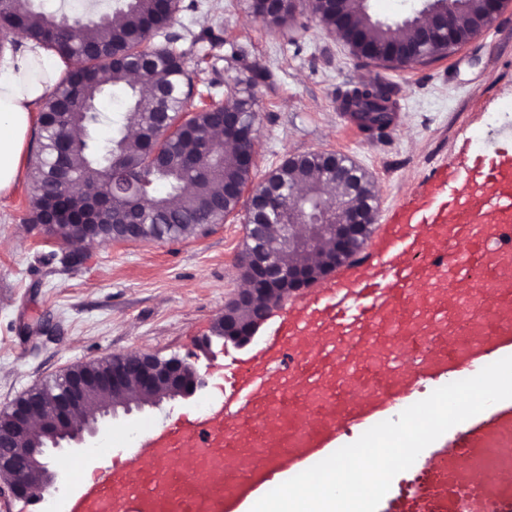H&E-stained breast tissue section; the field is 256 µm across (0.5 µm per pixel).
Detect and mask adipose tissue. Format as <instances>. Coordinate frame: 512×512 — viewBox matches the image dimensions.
<instances>
[{"mask_svg": "<svg viewBox=\"0 0 512 512\" xmlns=\"http://www.w3.org/2000/svg\"><path fill=\"white\" fill-rule=\"evenodd\" d=\"M58 73V62L30 41L0 62V193L10 190L17 180L32 112Z\"/></svg>", "mask_w": 512, "mask_h": 512, "instance_id": "1", "label": "adipose tissue"}]
</instances>
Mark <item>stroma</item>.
I'll return each instance as SVG.
<instances>
[{"instance_id": "obj_1", "label": "stroma", "mask_w": 512, "mask_h": 512, "mask_svg": "<svg viewBox=\"0 0 512 512\" xmlns=\"http://www.w3.org/2000/svg\"><path fill=\"white\" fill-rule=\"evenodd\" d=\"M251 0H179L171 30L197 88L224 84L244 67L264 71L255 89L259 184L285 158L333 151L371 177L376 193L374 231L356 260L331 282L352 280L371 266L391 234L401 205L429 196L436 174L475 162L491 124H512V0L493 26L426 65L391 69L357 58L324 29L306 0H294L286 28L271 31L250 15ZM395 86L397 120L390 136L351 132L340 95L365 82ZM33 188L28 166L0 194V412L30 388L76 363L113 355L179 356L206 376L189 399L118 414L104 433L112 446L58 452L63 479L51 501L29 504L0 495V512H49L111 464L133 460L137 436L155 420L195 416L221 404L224 375L258 352L286 315L278 309L244 346L201 341L212 335L224 305L243 286L238 258L246 241L245 206L204 235L179 240L88 245L83 261L64 266L66 245L29 223ZM83 461L80 472L71 460Z\"/></svg>"}]
</instances>
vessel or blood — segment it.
Listing matches in <instances>:
<instances>
[{
  "instance_id": "b4317fda",
  "label": "vessel or blood",
  "mask_w": 512,
  "mask_h": 512,
  "mask_svg": "<svg viewBox=\"0 0 512 512\" xmlns=\"http://www.w3.org/2000/svg\"><path fill=\"white\" fill-rule=\"evenodd\" d=\"M512 350V157L462 178L447 202L405 204L378 259L288 316L225 383L222 409L158 421L138 461L112 466L65 512H239L282 468L327 455L427 380ZM512 404L434 449L380 512H512Z\"/></svg>"
}]
</instances>
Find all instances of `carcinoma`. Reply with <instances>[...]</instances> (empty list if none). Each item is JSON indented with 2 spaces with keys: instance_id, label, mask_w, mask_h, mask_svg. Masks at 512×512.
Listing matches in <instances>:
<instances>
[{
  "instance_id": "1",
  "label": "carcinoma",
  "mask_w": 512,
  "mask_h": 512,
  "mask_svg": "<svg viewBox=\"0 0 512 512\" xmlns=\"http://www.w3.org/2000/svg\"><path fill=\"white\" fill-rule=\"evenodd\" d=\"M437 6L451 8L465 19L479 16L484 8L483 0H437ZM178 9L179 0H118L112 12L95 19L69 18L31 9L22 12L16 0H0V30L33 39L62 59L76 57L82 62L57 78L39 114L37 147L30 161L34 191L30 223L49 224L57 217L49 232L66 244L80 235L79 224L87 216L98 222L103 244L132 231L142 240H176L224 223L240 202L239 196L224 194V188L246 186L249 172L241 168L236 152L226 150L223 140L213 136L206 148L203 136L221 112H240L242 121L249 122L256 105L252 89L261 74L256 70L246 79L225 84L224 97L196 108L190 122H180L194 97L185 54L176 46V35L153 42L170 26ZM251 14L269 30L288 21V14L271 13L262 0H252ZM342 15L349 21L346 27L339 24ZM316 18L360 58L362 43L413 41L419 28L415 22L400 27L374 20L362 0H323ZM68 25L82 31L80 40H74ZM132 72L138 80L128 79ZM108 85L124 91L123 112L117 119L119 134L97 146L91 142V130L102 121V113L86 112L84 105L99 106ZM369 87L362 94L345 92L343 101L355 102V119L362 128L380 132L390 125L393 88L379 81ZM133 128L139 132L134 148L124 135ZM109 166L138 184L139 199L116 193L112 205L103 207L96 196L76 194L59 181V171L65 169L74 178L95 182ZM324 173L321 153L310 152L286 158L268 178L286 186L305 184L318 192ZM356 181L361 200L375 198L363 170L357 171ZM187 183L192 185L189 191ZM124 212L132 213L138 224L121 223Z\"/></svg>"
}]
</instances>
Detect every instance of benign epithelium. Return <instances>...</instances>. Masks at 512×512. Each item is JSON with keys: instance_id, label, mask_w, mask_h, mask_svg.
Returning <instances> with one entry per match:
<instances>
[{"instance_id": "obj_1", "label": "benign epithelium", "mask_w": 512, "mask_h": 512, "mask_svg": "<svg viewBox=\"0 0 512 512\" xmlns=\"http://www.w3.org/2000/svg\"><path fill=\"white\" fill-rule=\"evenodd\" d=\"M505 0H484V11L469 21L473 33L489 29L501 13ZM418 19L419 37L413 42H398L391 46L372 45L366 55L374 61H387L399 67H412L423 62V48L440 38L448 41L452 50L454 31L460 24L450 12L439 13L433 0H426ZM257 122L247 128L241 124L237 112L224 113L219 129L224 131V142L239 150L241 162L252 169L255 151L249 141ZM336 178L328 185L319 202L302 185L286 189L269 182L253 191L251 200L256 206L280 220L278 243L263 244L261 224L248 225L247 234L253 235L255 245L241 258L242 277L246 287L239 289L224 306V332L215 334L222 343L238 346L249 344L272 311L304 288L326 279L336 269L348 264L364 247L372 233L376 209L373 205L352 208L348 197L339 196L336 187L349 182L353 175L349 167L335 163ZM63 395L45 394L37 401H15L8 409L11 427L8 442L0 445V475L9 476L7 484L12 495L20 500H44L35 494L29 473L39 471L44 479L41 490L46 492L58 480V471L50 468V450L62 442L81 443L85 436L95 437L100 432L99 422L116 416L118 409L131 412V403L156 405L166 398H189L208 386L206 378L195 366L184 359L160 358L153 354H129L111 357V368L100 374L75 376L65 371ZM93 384L115 394L119 403L91 414L86 406L88 385Z\"/></svg>"}]
</instances>
